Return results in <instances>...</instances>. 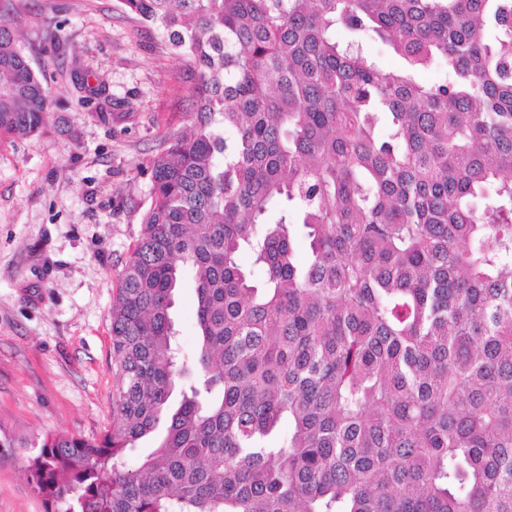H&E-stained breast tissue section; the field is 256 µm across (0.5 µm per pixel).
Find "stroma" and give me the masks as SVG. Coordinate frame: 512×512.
Here are the masks:
<instances>
[{
    "label": "stroma",
    "instance_id": "1",
    "mask_svg": "<svg viewBox=\"0 0 512 512\" xmlns=\"http://www.w3.org/2000/svg\"><path fill=\"white\" fill-rule=\"evenodd\" d=\"M17 47L53 92L40 134L0 140V427L15 438L99 436L118 380L110 312L150 201L146 166L188 130L184 62L120 0H0ZM107 95L90 94L94 85ZM185 351L192 273L171 309ZM28 453L0 448V512H47Z\"/></svg>",
    "mask_w": 512,
    "mask_h": 512
}]
</instances>
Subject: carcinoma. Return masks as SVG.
<instances>
[{"label": "carcinoma", "instance_id": "carcinoma-1", "mask_svg": "<svg viewBox=\"0 0 512 512\" xmlns=\"http://www.w3.org/2000/svg\"><path fill=\"white\" fill-rule=\"evenodd\" d=\"M121 4L184 60L192 130L145 167L112 428L0 427L38 449L33 490L52 512H512V0ZM50 104L1 20L0 138ZM187 270L191 360L170 317ZM364 47L384 69H397L403 65V61L398 56L393 54L386 46L378 41L366 39L364 41Z\"/></svg>", "mask_w": 512, "mask_h": 512}]
</instances>
